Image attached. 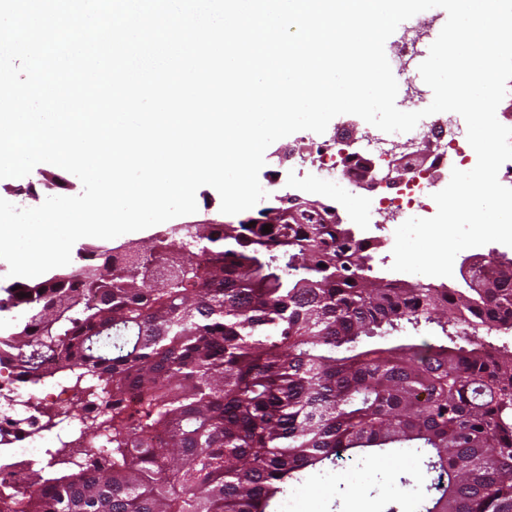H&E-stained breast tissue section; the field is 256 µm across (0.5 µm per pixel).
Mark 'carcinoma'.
I'll list each match as a JSON object with an SVG mask.
<instances>
[{"label": "carcinoma", "instance_id": "1", "mask_svg": "<svg viewBox=\"0 0 512 512\" xmlns=\"http://www.w3.org/2000/svg\"><path fill=\"white\" fill-rule=\"evenodd\" d=\"M180 224L8 289L0 366L68 384L19 512H275L310 469L424 450L421 512H512V270L457 288L389 279L380 244L325 224ZM201 252L193 261L189 254ZM481 287H473L474 281ZM435 343L399 342L421 324Z\"/></svg>", "mask_w": 512, "mask_h": 512}]
</instances>
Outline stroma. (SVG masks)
<instances>
[{"label": "stroma", "mask_w": 512, "mask_h": 512, "mask_svg": "<svg viewBox=\"0 0 512 512\" xmlns=\"http://www.w3.org/2000/svg\"><path fill=\"white\" fill-rule=\"evenodd\" d=\"M428 38H420L418 51L408 63H395L394 77L398 83L396 105L403 111L425 110L433 100L431 88L418 79L417 71L424 61ZM304 143L298 134H291L272 143L265 152V165L259 173L262 188L268 192L262 206L273 205L276 197L300 192L288 177L289 163L280 162L283 149L298 151ZM57 174L63 186L58 193L76 196L82 191L80 180L73 174L46 163L21 178L0 179V199L12 204L34 208L49 197L50 192L40 182L42 175ZM306 199L318 200L335 206L343 223L351 225L363 237L380 241L375 262L383 273H390L393 264L394 239L388 234L392 225L389 213H382L377 224H364L355 219L345 204L339 203L335 189H314L304 193ZM363 471L335 466L305 476L291 485L280 500L278 512H419V503L426 495L431 480L421 454L409 450H395L369 458L363 462Z\"/></svg>", "instance_id": "stroma-1"}]
</instances>
